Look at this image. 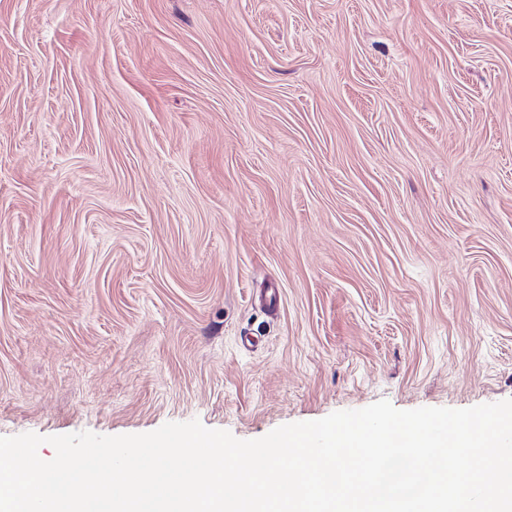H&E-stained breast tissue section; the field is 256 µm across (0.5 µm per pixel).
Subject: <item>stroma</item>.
<instances>
[{
	"mask_svg": "<svg viewBox=\"0 0 512 512\" xmlns=\"http://www.w3.org/2000/svg\"><path fill=\"white\" fill-rule=\"evenodd\" d=\"M509 398L512 0H0V436Z\"/></svg>",
	"mask_w": 512,
	"mask_h": 512,
	"instance_id": "obj_1",
	"label": "stroma"
}]
</instances>
